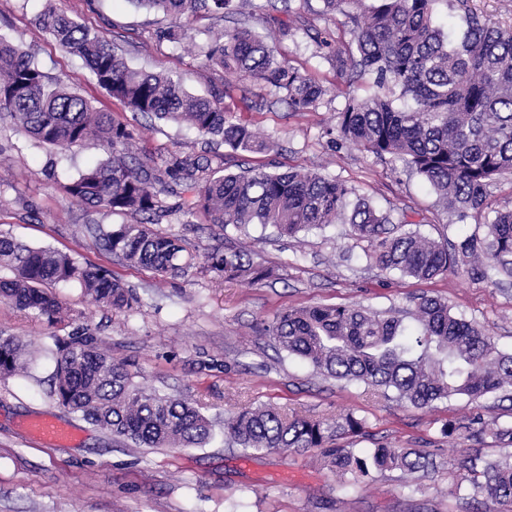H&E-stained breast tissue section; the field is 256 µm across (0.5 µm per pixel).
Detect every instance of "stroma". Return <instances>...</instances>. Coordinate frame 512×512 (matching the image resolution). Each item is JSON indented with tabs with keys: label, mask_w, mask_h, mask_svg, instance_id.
Here are the masks:
<instances>
[{
	"label": "stroma",
	"mask_w": 512,
	"mask_h": 512,
	"mask_svg": "<svg viewBox=\"0 0 512 512\" xmlns=\"http://www.w3.org/2000/svg\"><path fill=\"white\" fill-rule=\"evenodd\" d=\"M48 4L97 29L131 67H162L203 96L224 90L223 69L207 64L198 50L224 29V22L194 19L189 40L176 45L162 36L168 19L129 0H0V38L22 43L39 69L71 86L95 110L139 128L138 153L181 150L208 156L233 172L258 166L318 168L356 184L377 207L406 212L427 237L454 241L477 229V218L445 213L435 194L401 163L379 162L352 144L335 145L323 137L337 108L347 97L365 96L367 85L337 82L332 65L305 35L266 31L278 53L301 73L335 86V97L317 111L292 112L264 85L240 80L239 88L257 104L247 120L278 143L277 151L252 154L208 141L190 125L125 110L80 57L63 51L38 26L36 18ZM109 156L108 147L95 139L72 150L39 144L0 114V231L103 266L141 298L134 310H114L94 304L78 283L61 284L56 291L65 302L64 321L53 326L0 302V331L32 344L27 373L0 378V512H476L474 504L450 495L447 469L430 473L415 490L396 473L352 488L338 483L314 453L253 455L229 447L224 417L237 404H271L329 420L351 410L364 419L365 434L345 439L350 448L384 441L398 448H440L455 460L477 453L497 457L500 449L492 439L451 441L440 429L446 420L476 413L511 422L512 404L490 394L417 409L364 384L316 374L255 327L290 307L357 303L397 312L427 294L446 299L452 314L485 327L510 353L512 280L494 287L449 274L421 282L382 271L367 265L364 244L350 240L345 224L295 239L258 226L228 234L202 215L183 213L173 194L163 197L168 212L160 228L181 239L194 266L164 278L102 251L91 228L119 223V216L75 202L63 190L87 166ZM236 248L271 269L272 277L251 284L199 274L213 250ZM84 322L114 359L133 365L144 386L197 407L212 422L211 439L195 448H138L59 405L48 351L55 338ZM43 417L75 428L78 441L65 446L39 441L32 426Z\"/></svg>",
	"instance_id": "1"
}]
</instances>
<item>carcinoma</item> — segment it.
I'll list each match as a JSON object with an SVG mask.
<instances>
[{
    "mask_svg": "<svg viewBox=\"0 0 512 512\" xmlns=\"http://www.w3.org/2000/svg\"><path fill=\"white\" fill-rule=\"evenodd\" d=\"M171 20L167 39L180 44L187 23L202 13L212 19L253 16L254 0H131ZM318 14H340L354 42L341 51L333 34L301 17L296 29L316 32L317 47L344 82L367 79L374 92L352 97L324 130L331 142L352 143L374 159L400 161L419 176L449 213L483 217L479 230L456 242L422 236L398 217L361 196L356 185L318 169L226 173L205 158L181 151L140 157L133 147L137 128L96 111L79 94L44 74L20 45L0 40V112L38 142L80 148L94 137L111 158L85 168L64 185L74 201L114 215L143 216L136 223L99 224L104 250L130 265L179 276L190 268L177 237L153 225L167 212L158 184L182 187L183 205L212 224L242 230L270 227L280 237L331 224H348L351 237L368 243L369 265L405 277L431 280L463 273L497 284L512 277V207L497 209L492 188L512 178V28L479 11L473 0H446L463 19L456 44L434 20L438 0H321ZM58 46L87 63L97 83L136 114L186 122L234 150L262 153L276 142L224 103L187 91L181 80L159 71L130 68L97 30L51 9L37 17ZM206 61L227 74L274 89L291 112H314L328 87L302 74L248 25L223 30L204 51ZM0 300L53 322L60 284L78 282L99 305L132 310L140 299L101 266L82 265L49 247H30L0 232ZM203 270L226 280L252 283L271 276L245 250L214 252ZM261 332L313 370L337 381L358 382L414 408L488 394L512 399V353L498 348L483 328L453 315L448 302L422 296L405 316L382 315L357 305L289 308L263 323ZM53 394L60 405L82 414L112 437L145 448H192L212 434L211 421L185 401L142 386L130 364L100 347L88 327L55 339ZM27 369L26 349L0 333V377ZM364 421L346 414L332 422L289 414L274 406L245 408L224 418V436L246 453L318 449L336 479L357 487L386 473L416 482L442 464L441 455L376 442L346 448L338 441L357 436ZM451 440L494 439L502 454L474 455L463 471L451 472L450 494L483 496L492 512H512V422L480 415L449 420Z\"/></svg>",
    "mask_w": 512,
    "mask_h": 512,
    "instance_id": "cac0c4a2",
    "label": "carcinoma"
}]
</instances>
